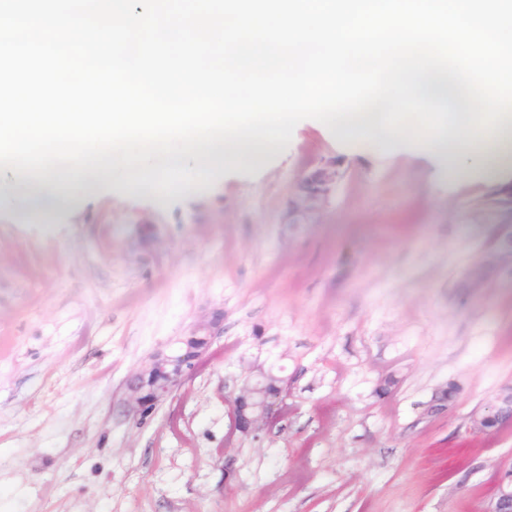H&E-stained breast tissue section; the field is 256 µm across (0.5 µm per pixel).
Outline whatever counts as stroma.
I'll use <instances>...</instances> for the list:
<instances>
[{"label":"stroma","instance_id":"stroma-1","mask_svg":"<svg viewBox=\"0 0 512 512\" xmlns=\"http://www.w3.org/2000/svg\"><path fill=\"white\" fill-rule=\"evenodd\" d=\"M328 165L326 201L289 223ZM55 187L60 208L0 203V512H484L512 457V424L471 421L512 385L503 183L305 119L180 195L103 171ZM198 327L197 369L132 408L133 374ZM261 372L288 409L231 434L227 400ZM337 176L338 174L333 168H316L300 181L299 192L308 201L323 200L330 192Z\"/></svg>","mask_w":512,"mask_h":512}]
</instances>
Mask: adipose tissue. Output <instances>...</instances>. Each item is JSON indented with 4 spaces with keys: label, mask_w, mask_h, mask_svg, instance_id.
I'll return each instance as SVG.
<instances>
[{
    "label": "adipose tissue",
    "mask_w": 512,
    "mask_h": 512,
    "mask_svg": "<svg viewBox=\"0 0 512 512\" xmlns=\"http://www.w3.org/2000/svg\"><path fill=\"white\" fill-rule=\"evenodd\" d=\"M431 90L450 98L458 111V126L421 147L422 152L437 160L441 173L459 176L466 173L467 163L472 162L483 176L494 179L512 168V146L505 142L502 129H493L488 134L468 129L469 116L455 86L444 81L432 84Z\"/></svg>",
    "instance_id": "ef3b65f1"
}]
</instances>
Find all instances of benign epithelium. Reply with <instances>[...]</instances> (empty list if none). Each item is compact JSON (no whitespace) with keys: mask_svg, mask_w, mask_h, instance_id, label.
Returning <instances> with one entry per match:
<instances>
[{"mask_svg":"<svg viewBox=\"0 0 512 512\" xmlns=\"http://www.w3.org/2000/svg\"><path fill=\"white\" fill-rule=\"evenodd\" d=\"M336 178L335 169L319 167L303 177L298 189L306 200L320 201L328 195ZM210 343L211 337L193 334L182 340L178 352L156 355L147 367L130 379L129 403L140 412L151 410L191 375ZM286 395L283 379L260 374L228 400L232 432L255 436L269 427L284 407ZM472 422L474 428L482 432H494L512 422V386L502 389L493 403L474 414ZM485 512H512V460L499 465L495 493Z\"/></svg>","mask_w":512,"mask_h":512,"instance_id":"obj_1","label":"benign epithelium"}]
</instances>
